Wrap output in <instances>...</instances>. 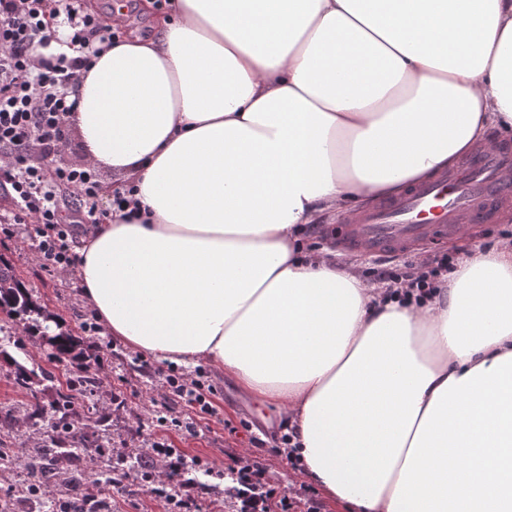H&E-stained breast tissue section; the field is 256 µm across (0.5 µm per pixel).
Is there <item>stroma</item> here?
<instances>
[{"instance_id": "35a3bbf8", "label": "stroma", "mask_w": 512, "mask_h": 512, "mask_svg": "<svg viewBox=\"0 0 512 512\" xmlns=\"http://www.w3.org/2000/svg\"><path fill=\"white\" fill-rule=\"evenodd\" d=\"M341 221L326 212L314 224L299 233L303 252H321L340 266H354L366 283H376L377 259L363 251L344 252L332 244L330 233ZM26 224L0 223V260L8 263L31 293L43 313L60 324L63 331L79 338L86 352L104 357L103 367L86 366L83 360L55 358L41 337L31 335L23 322H14L0 357V427L10 426L12 446L38 462L34 468L0 467V498L12 500L15 512H57L60 504L71 499L67 489L73 472H80V490L96 495L102 512H160L153 497L137 480L130 468L137 452L149 451L156 442L178 449L200 467H223L230 456L246 455L263 464L270 481L283 490H296L307 479L291 466L281 451L283 422L273 406H262L243 393L223 370L208 363L196 368L155 360L134 350L109 333L91 336L83 333V319L93 309L82 302L80 290L64 275L48 276L40 267L35 242ZM31 369L28 386L14 383V363ZM95 377L93 393L81 399V433L88 443L107 445L109 452L99 455L86 451L74 460L64 449H50L46 423L32 417L30 404L39 401L52 409L59 389L81 374ZM169 374L188 378L202 377L217 390L215 403L219 419L200 421L197 436L182 432L169 422H162L153 403L168 393L165 377ZM114 483L108 493H101L104 475ZM37 479L41 491L36 498H16V491Z\"/></svg>"}]
</instances>
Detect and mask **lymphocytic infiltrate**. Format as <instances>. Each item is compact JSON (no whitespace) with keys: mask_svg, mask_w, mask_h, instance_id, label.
I'll return each mask as SVG.
<instances>
[{"mask_svg":"<svg viewBox=\"0 0 512 512\" xmlns=\"http://www.w3.org/2000/svg\"><path fill=\"white\" fill-rule=\"evenodd\" d=\"M66 13L70 54L50 52L49 20ZM122 30L111 14L82 11L80 0H0V193L10 198L15 220L32 224L40 266L52 273L75 275L80 258L72 249L77 235L95 227L100 210L101 181L97 167L62 161L69 143L67 116L77 108L73 97L82 70L91 62L94 39H112ZM448 256L425 262L420 272H394L382 267L380 277L394 288L429 294L441 276L451 273ZM172 402L193 413L185 430L195 433L196 419L217 417L218 410L201 380L167 376ZM168 460L175 481L166 496L168 507L192 504V464L176 449L154 443L141 454V476L155 490V458ZM233 496L238 512H319L312 489L290 496L271 484L264 466L246 456L231 457Z\"/></svg>","mask_w":512,"mask_h":512,"instance_id":"obj_1","label":"lymphocytic infiltrate"}]
</instances>
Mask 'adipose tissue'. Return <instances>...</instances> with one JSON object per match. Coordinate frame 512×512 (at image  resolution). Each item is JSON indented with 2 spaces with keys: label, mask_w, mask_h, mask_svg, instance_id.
Here are the masks:
<instances>
[{
  "label": "adipose tissue",
  "mask_w": 512,
  "mask_h": 512,
  "mask_svg": "<svg viewBox=\"0 0 512 512\" xmlns=\"http://www.w3.org/2000/svg\"><path fill=\"white\" fill-rule=\"evenodd\" d=\"M94 41L68 117L135 190L79 249L81 296L160 361L278 407L353 512H512V243L399 301L298 228L512 133V0H174ZM153 14L148 11H143L138 7V10L131 17V22L126 28L127 32L121 36L123 37H142L146 38L153 33Z\"/></svg>",
  "instance_id": "adipose-tissue-1"
}]
</instances>
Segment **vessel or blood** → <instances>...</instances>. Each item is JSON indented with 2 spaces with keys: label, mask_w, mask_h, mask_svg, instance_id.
<instances>
[{
  "label": "vessel or blood",
  "mask_w": 512,
  "mask_h": 512,
  "mask_svg": "<svg viewBox=\"0 0 512 512\" xmlns=\"http://www.w3.org/2000/svg\"><path fill=\"white\" fill-rule=\"evenodd\" d=\"M510 204L512 145L503 142L466 155L455 171L344 218L332 241L343 250L400 256L416 240L438 241L488 223L497 209Z\"/></svg>",
  "instance_id": "obj_1"
}]
</instances>
